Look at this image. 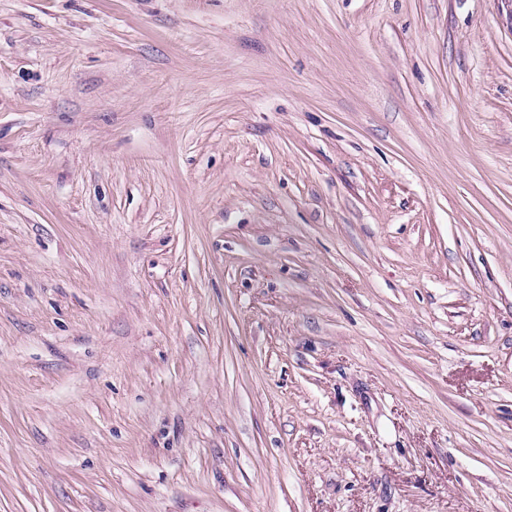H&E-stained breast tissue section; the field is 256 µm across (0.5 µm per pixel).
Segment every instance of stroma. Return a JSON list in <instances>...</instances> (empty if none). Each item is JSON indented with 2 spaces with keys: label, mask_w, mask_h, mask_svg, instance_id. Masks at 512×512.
Masks as SVG:
<instances>
[{
  "label": "stroma",
  "mask_w": 512,
  "mask_h": 512,
  "mask_svg": "<svg viewBox=\"0 0 512 512\" xmlns=\"http://www.w3.org/2000/svg\"><path fill=\"white\" fill-rule=\"evenodd\" d=\"M0 512H512V6L0 0Z\"/></svg>",
  "instance_id": "stroma-1"
}]
</instances>
